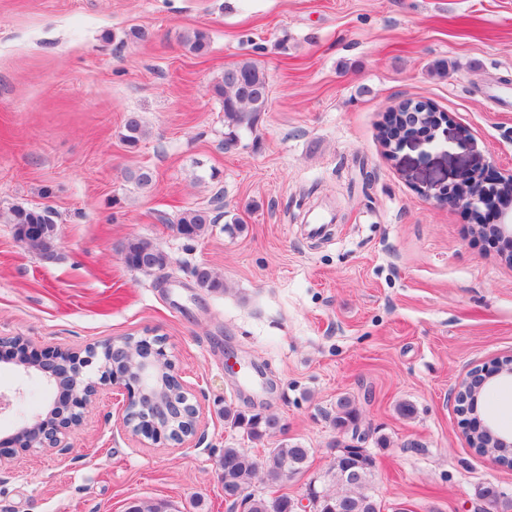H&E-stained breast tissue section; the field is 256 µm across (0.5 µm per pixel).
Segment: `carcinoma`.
I'll return each instance as SVG.
<instances>
[{"label":"carcinoma","mask_w":512,"mask_h":512,"mask_svg":"<svg viewBox=\"0 0 512 512\" xmlns=\"http://www.w3.org/2000/svg\"><path fill=\"white\" fill-rule=\"evenodd\" d=\"M185 46L196 54L208 48L207 35L196 31L184 39ZM210 94L224 107V150L236 148L244 132L256 130L261 115L267 111L270 84L266 70L256 61L244 59L224 69L223 76L209 88ZM124 142L134 148L144 135L139 119L131 116L125 123ZM217 217L206 208L187 209L180 214L175 228L187 240H194L204 233ZM15 235L30 250L41 255L51 249L54 240V223L46 210L16 208L12 214ZM122 255L126 266L137 271L164 268L167 256L150 242L132 238L123 245ZM191 275L197 287L208 292L224 291L223 279L206 265H196ZM360 421V411L354 401L342 396L336 401L333 425L341 430H354ZM224 422L232 427L247 429L254 441L281 430L280 420L272 415L246 416L232 404L224 405ZM310 456V449L286 440L270 448L262 459L243 448H226L221 460L224 484V501L233 506L243 500L247 512H292L286 494L275 497L257 495L250 491L258 478L271 486L279 485L289 477L302 473ZM376 462L365 448L351 451L343 446L336 451L333 478L336 491L323 485L315 489L320 500L321 512H381V503L371 492ZM479 497L491 506L493 512H512V500L488 484L480 488Z\"/></svg>","instance_id":"1"}]
</instances>
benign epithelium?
I'll return each instance as SVG.
<instances>
[{
  "mask_svg": "<svg viewBox=\"0 0 512 512\" xmlns=\"http://www.w3.org/2000/svg\"><path fill=\"white\" fill-rule=\"evenodd\" d=\"M411 126L405 134L395 140L381 135V141L386 149H399L403 145L416 140H433V132L442 123V113L416 112L406 113ZM440 201L451 202L466 207L474 221V232L478 235L485 233L483 210L495 209L497 224L493 232L502 240L504 251L501 257L512 264V175L506 177L493 174L486 178L482 175L465 174L461 180L448 188H440L435 192ZM8 344L20 355L17 364L26 372H34L46 381L62 389L74 391L68 406L61 408L57 405L47 413H38L24 421L14 436L21 448H31L39 444L42 448L55 449L65 453L68 446L65 436L82 421V410L92 401L98 392V385H119L129 393L127 420H135L129 431L135 435H143L157 440L166 436L182 445L188 437L197 434L199 426V410L193 409L194 425L190 432L184 434L176 427L169 428L176 414L186 407V399L179 398L160 386H149L147 380L154 377L159 382H168L170 387L182 385L175 365L168 358L165 347L158 341L140 340L137 349L131 351L125 346L124 340H109L106 343L107 354L102 356L95 347L86 350L82 357L77 352L53 350L37 355L29 351V346L18 339L1 338L0 346ZM98 363L99 383L87 381L84 369ZM476 377H484L491 381L500 376L512 377V358L494 362L488 367L473 371ZM480 388L469 386L462 382L454 391V401L457 411L466 417L467 432L470 446H475L476 437L489 439V444L480 448V452L489 453L502 448L512 447V435H505L492 428L490 423L480 421L478 414V395Z\"/></svg>",
  "mask_w": 512,
  "mask_h": 512,
  "instance_id": "obj_1",
  "label": "benign epithelium"
}]
</instances>
